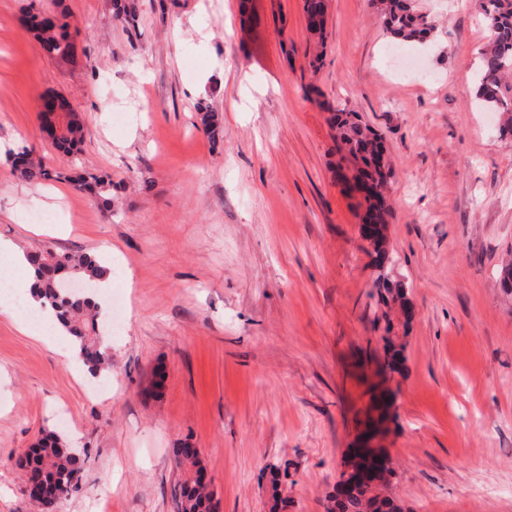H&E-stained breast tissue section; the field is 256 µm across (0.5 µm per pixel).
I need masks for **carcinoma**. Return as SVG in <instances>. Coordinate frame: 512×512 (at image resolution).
Returning <instances> with one entry per match:
<instances>
[{
    "label": "carcinoma",
    "mask_w": 512,
    "mask_h": 512,
    "mask_svg": "<svg viewBox=\"0 0 512 512\" xmlns=\"http://www.w3.org/2000/svg\"><path fill=\"white\" fill-rule=\"evenodd\" d=\"M479 12L490 32L478 57L475 98L487 112L500 118L501 128L512 132V0H478ZM379 23L391 40L424 44L435 29L428 16L421 13L414 0H372ZM116 20L132 24L137 21L140 0H112ZM307 28L319 40H324L327 25L326 0H303ZM27 24L35 31L41 48L48 54L66 56L73 45L69 41L71 22L62 14L48 20L31 15ZM48 111L41 113L45 129L58 152L71 155L84 140V127L78 112L60 95H49ZM332 113L331 121L339 132L342 149L354 161V179L371 185L362 199L361 222L389 224L391 207L386 196L390 174L383 171L381 160L386 155L384 145L355 112L320 103ZM200 120L208 135L216 140L223 134L220 121L208 105L197 106ZM13 166L19 176L29 182L49 180L54 172L44 158L28 149L16 154ZM73 188L87 196L105 211H112V177L85 173L70 180ZM36 274L33 294L40 307L48 309L62 332L70 340L75 356L94 377L111 369L106 337L100 328L103 309L89 293L70 292L61 288V281L78 279L96 284L107 272L103 260L89 254L60 253L41 249L26 253ZM383 300L392 299L404 305L409 302L406 284L387 276L375 281ZM173 457L181 473L204 471L201 455L193 448H175ZM77 451L54 430H44L18 459L24 483L41 491L37 505L40 512H58L62 500L76 488L82 469ZM212 492L205 486H195L183 480L174 488L177 512H209ZM327 512H369L372 500L360 491L343 502L332 494L327 498Z\"/></svg>",
    "instance_id": "carcinoma-1"
}]
</instances>
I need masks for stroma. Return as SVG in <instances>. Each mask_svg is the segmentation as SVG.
<instances>
[{"mask_svg":"<svg viewBox=\"0 0 512 512\" xmlns=\"http://www.w3.org/2000/svg\"><path fill=\"white\" fill-rule=\"evenodd\" d=\"M239 2L141 0L128 30L111 0H64L74 51L50 57L22 18L55 0H0V240L96 254L127 302L112 371L93 379L67 337L0 316V512H39L15 460L44 429L84 461L59 512H174L183 446L199 449L220 512H269L272 464L287 471L288 512H325L389 335L404 346L383 442L392 494L406 512H512V300L497 286L512 256V137L474 100L476 0H416L436 29L410 64L387 63L369 0H327L320 50L302 0H249L247 24ZM310 85L384 142L410 321L378 299ZM49 92L82 114L78 155L42 130ZM22 147L59 180L19 179L9 154ZM86 170L111 176V212L70 184ZM35 214L53 221L30 230Z\"/></svg>","mask_w":512,"mask_h":512,"instance_id":"stroma-1","label":"stroma"}]
</instances>
